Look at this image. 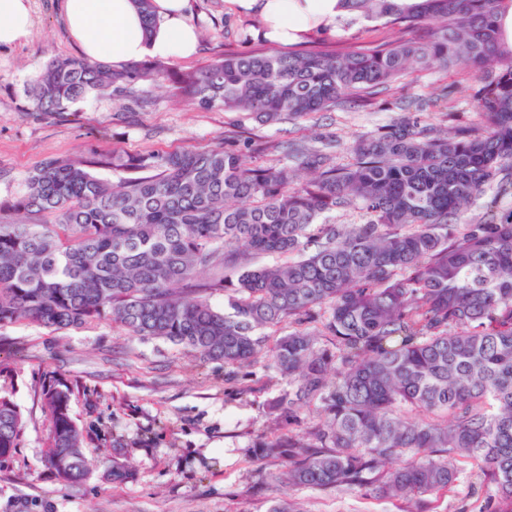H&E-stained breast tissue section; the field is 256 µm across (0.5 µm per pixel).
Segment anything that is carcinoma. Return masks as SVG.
I'll list each match as a JSON object with an SVG mask.
<instances>
[{
	"label": "carcinoma",
	"instance_id": "carcinoma-1",
	"mask_svg": "<svg viewBox=\"0 0 512 512\" xmlns=\"http://www.w3.org/2000/svg\"><path fill=\"white\" fill-rule=\"evenodd\" d=\"M340 2L384 33L226 54L175 89L199 108L279 125L367 107L415 71L462 65L478 123L444 124L448 85L437 120L409 97L343 162L335 139L255 141L241 130L224 138L276 159L250 166L226 144L46 160L0 205V326L109 319L223 362L231 383L266 350L288 393L249 444L252 461L276 456L294 487L401 497L409 512H428L422 496L464 476L487 495L486 512H512V214L460 223L490 186L512 187V45L500 23L512 0ZM166 73L159 61L117 70L58 57L33 80L28 111L62 115ZM350 209L365 223L322 222ZM265 254L280 261L254 263ZM282 327L268 345L262 330ZM72 392L60 378L42 388L45 466L80 484L90 469ZM311 405L318 418L305 424ZM23 429L1 396L0 462Z\"/></svg>",
	"mask_w": 512,
	"mask_h": 512
}]
</instances>
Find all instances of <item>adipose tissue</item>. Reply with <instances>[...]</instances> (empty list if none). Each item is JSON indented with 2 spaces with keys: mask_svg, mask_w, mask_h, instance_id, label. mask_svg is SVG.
<instances>
[{
  "mask_svg": "<svg viewBox=\"0 0 512 512\" xmlns=\"http://www.w3.org/2000/svg\"><path fill=\"white\" fill-rule=\"evenodd\" d=\"M235 13L256 16L263 37L292 44L334 33L344 14L340 0H226ZM191 0H152L155 28H146L136 0H63L65 27L83 60L120 69L145 58L193 56L200 35L188 20ZM32 29L31 0H0V46L25 41Z\"/></svg>",
  "mask_w": 512,
  "mask_h": 512,
  "instance_id": "adipose-tissue-1",
  "label": "adipose tissue"
}]
</instances>
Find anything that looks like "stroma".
<instances>
[{
	"mask_svg": "<svg viewBox=\"0 0 512 512\" xmlns=\"http://www.w3.org/2000/svg\"><path fill=\"white\" fill-rule=\"evenodd\" d=\"M33 26L23 43L0 50V203L24 190L29 171L48 159L121 146L162 153L223 142L244 127L262 140L311 133L351 143L397 117V95L369 107L343 109L279 126H263L236 112L202 109L174 96L167 83L139 84L132 92L89 98L58 117L27 111L33 78L56 57H79L60 0H32ZM191 21L201 32L196 55L173 60L188 72L224 52H252L255 18L228 11L225 0H193ZM455 84L452 111L470 121L471 89L459 71L415 74L401 94L421 99ZM72 384L71 413L87 433L84 453L94 468L85 483L57 480L44 465L48 421L41 386L49 377ZM288 388L263 363L239 372L236 389L224 365L201 361L169 342L125 334L111 321L69 331L20 322L0 327V394L24 417L17 454L0 463V512H266L271 500H296L303 512H406L401 499L363 491L291 488L279 482V461L251 462L252 438L267 430V404ZM129 467L125 481L108 480L112 461Z\"/></svg>",
	"mask_w": 512,
	"mask_h": 512,
	"instance_id": "35a3bbf8",
	"label": "stroma"
}]
</instances>
